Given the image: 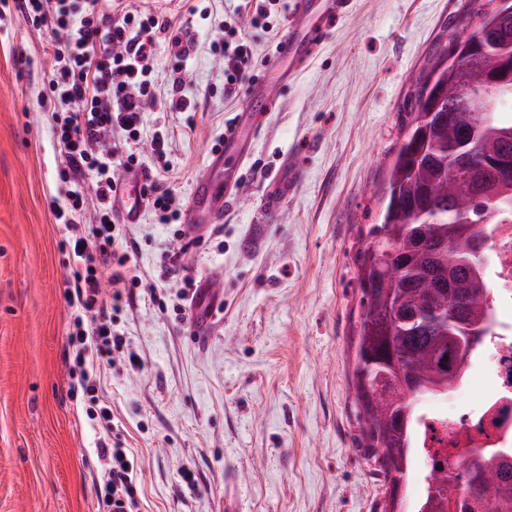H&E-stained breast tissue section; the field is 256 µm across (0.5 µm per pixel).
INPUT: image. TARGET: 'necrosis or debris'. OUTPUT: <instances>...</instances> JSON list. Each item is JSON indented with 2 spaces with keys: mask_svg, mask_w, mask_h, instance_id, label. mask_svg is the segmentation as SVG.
<instances>
[{
  "mask_svg": "<svg viewBox=\"0 0 512 512\" xmlns=\"http://www.w3.org/2000/svg\"><path fill=\"white\" fill-rule=\"evenodd\" d=\"M490 273L496 290L497 335L475 358L491 378L493 389L478 409L467 412L449 411L448 396H434L417 422L418 459L428 466L446 459L454 461L461 475L466 472L471 445L512 447V415H500L504 408L512 412V319L504 315L505 309L512 307V234L499 237L495 243Z\"/></svg>",
  "mask_w": 512,
  "mask_h": 512,
  "instance_id": "obj_1",
  "label": "necrosis or debris"
}]
</instances>
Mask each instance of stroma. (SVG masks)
Listing matches in <instances>:
<instances>
[{"instance_id":"stroma-1","label":"stroma","mask_w":512,"mask_h":512,"mask_svg":"<svg viewBox=\"0 0 512 512\" xmlns=\"http://www.w3.org/2000/svg\"><path fill=\"white\" fill-rule=\"evenodd\" d=\"M467 2L351 0L286 80L276 40L255 33L256 56L269 60L259 82L277 106L259 134H243L241 195L200 234L177 236L148 209L123 225L143 284L112 313L123 349L86 355L93 395L76 388L65 299L73 257L48 207L65 195L39 97L56 34L18 14L0 27V512H110L96 452L104 434L134 455L140 512H224L229 492L240 512H385L389 488L353 402L357 267L415 80L474 25ZM124 3L177 18L194 40L185 79L197 112L163 108L170 73L159 41L158 102L138 145L183 202L245 110V96H225L214 49L239 0H203L194 15L185 0ZM291 170L286 198L266 216L267 187ZM171 250L178 262L166 260ZM210 278L224 307L197 336L176 306L188 281ZM97 399L112 410L110 426L87 415Z\"/></svg>"}]
</instances>
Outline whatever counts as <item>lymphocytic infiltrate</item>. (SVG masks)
<instances>
[{"instance_id": "lymphocytic-infiltrate-1", "label": "lymphocytic infiltrate", "mask_w": 512, "mask_h": 512, "mask_svg": "<svg viewBox=\"0 0 512 512\" xmlns=\"http://www.w3.org/2000/svg\"><path fill=\"white\" fill-rule=\"evenodd\" d=\"M98 0H13L15 11L32 26L47 24L63 31L54 43V64L42 77L41 102L51 123L57 147V176L67 187L66 203L51 201L50 210L65 231L73 265L68 278L67 302L77 315L69 336L79 348L95 347L108 354L119 350L122 336L106 321L119 307L127 289L142 278L130 261L116 232L112 195L120 180L117 170H139L144 193L159 223L177 224L182 206L160 183L135 146L140 141L143 112L155 102L153 74L156 36L168 37L170 92L164 107L172 112H193L197 106L183 93L190 49L175 19L150 11H121L119 16L99 10ZM272 32L267 0H256L246 23L225 24L219 50L224 56V91L233 93L254 82L261 68L248 29ZM93 195H86L85 184ZM111 271V293H104L100 269ZM98 453L108 460L106 489L109 502L124 512H138L137 473L123 448L100 442Z\"/></svg>"}]
</instances>
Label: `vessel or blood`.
I'll use <instances>...</instances> for the list:
<instances>
[{
    "mask_svg": "<svg viewBox=\"0 0 512 512\" xmlns=\"http://www.w3.org/2000/svg\"><path fill=\"white\" fill-rule=\"evenodd\" d=\"M349 0H294L292 22L280 47L281 54L304 62L309 53L320 45L337 14L346 10ZM235 133H227L224 141L213 149L204 174L197 180L184 207V222L189 230L204 224L219 223L225 209L235 200L237 180L224 176L225 169H240L244 158L235 152ZM143 179L140 172H126L116 194L112 208L125 224L138 223L144 208L141 194ZM222 304L219 291L207 285L195 307L193 327L202 330Z\"/></svg>",
    "mask_w": 512,
    "mask_h": 512,
    "instance_id": "vessel-or-blood-1",
    "label": "vessel or blood"
}]
</instances>
